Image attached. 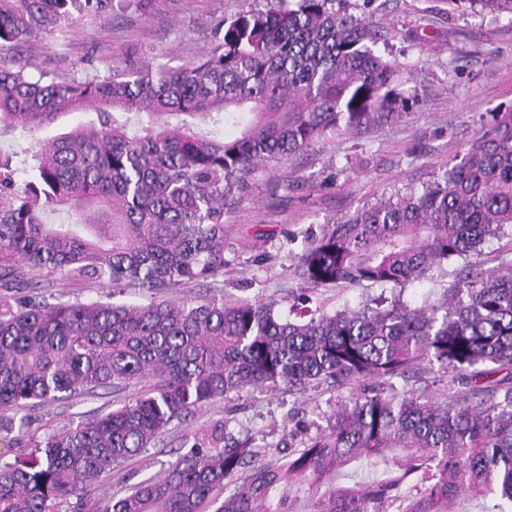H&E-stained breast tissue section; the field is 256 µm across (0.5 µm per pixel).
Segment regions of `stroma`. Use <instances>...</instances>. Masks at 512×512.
Listing matches in <instances>:
<instances>
[{
	"label": "stroma",
	"instance_id": "35a3bbf8",
	"mask_svg": "<svg viewBox=\"0 0 512 512\" xmlns=\"http://www.w3.org/2000/svg\"><path fill=\"white\" fill-rule=\"evenodd\" d=\"M261 2L141 0L128 8L115 0L107 21L74 18L63 31L22 47L20 55L78 77L131 62L178 67L208 54L214 24ZM345 7L383 27L386 40L379 51L408 66L393 114L295 154L276 175H259L248 198L226 218L223 282L172 288L167 299L200 303L216 296L233 303L259 296L288 316L305 286L298 265L311 238L390 194L421 189L434 171L463 155L494 112L512 106V18L453 12L446 0H347ZM84 119L74 113L43 130L1 135L0 154L12 158L16 186L30 179L41 140ZM461 264L452 257L434 265L426 279L406 288L404 300L414 306L436 302ZM41 294L51 303L149 301L131 289L115 293L58 273L46 277ZM391 294V286L383 284H339L318 287L312 299L332 313ZM350 392L347 385L322 384L302 393L281 387L228 394L169 426L155 445L117 467L103 489L93 490L92 499L101 508L106 495L119 497L155 479L218 427L247 446L266 449L261 464L274 463L285 449L304 447L326 434ZM127 396L123 390L33 407L27 432L0 428V457L13 458L28 447L30 437L88 421L120 406Z\"/></svg>",
	"mask_w": 512,
	"mask_h": 512
}]
</instances>
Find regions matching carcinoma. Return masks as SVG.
<instances>
[{
	"instance_id": "cac0c4a2",
	"label": "carcinoma",
	"mask_w": 512,
	"mask_h": 512,
	"mask_svg": "<svg viewBox=\"0 0 512 512\" xmlns=\"http://www.w3.org/2000/svg\"><path fill=\"white\" fill-rule=\"evenodd\" d=\"M448 2L512 16V0ZM111 14L112 0H0V51L76 16ZM213 41L206 58L178 68L80 78L0 56V134L96 114L44 141L20 190L0 157V412L22 413L24 428L38 404L135 389L121 407L0 459V512H58L230 393L366 381L375 389L352 392L325 436L278 462L250 467L255 451L218 446L216 430L104 512H297L294 492L304 512H450L462 489L491 501L486 512H512V271L470 262L512 226V109L422 190L358 209L308 242V287L390 284L393 300L299 320L259 298L175 302L161 295L224 276L225 216L256 174L380 120L398 96L401 65L380 54L383 35L335 0L241 12ZM218 124L240 131L210 135ZM46 211L81 223L46 224ZM450 257L466 264L440 301L403 300ZM46 272L136 288L150 302L49 303ZM423 364L448 374L441 403L393 382ZM357 462L372 477L339 483Z\"/></svg>"
}]
</instances>
